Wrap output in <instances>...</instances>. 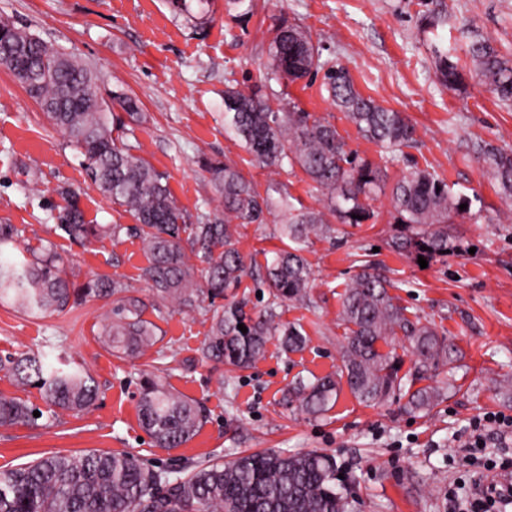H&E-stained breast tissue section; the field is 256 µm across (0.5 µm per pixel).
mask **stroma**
I'll return each instance as SVG.
<instances>
[{
	"mask_svg": "<svg viewBox=\"0 0 512 512\" xmlns=\"http://www.w3.org/2000/svg\"><path fill=\"white\" fill-rule=\"evenodd\" d=\"M255 2L253 14L242 17L227 0H210L202 25L174 16L165 0H0V18L92 64L102 90L120 88L139 100L143 117L127 123L121 136L165 173L177 205L191 215L205 201L222 211L205 165L228 159L259 190L277 186L296 206L321 209L322 195L301 169L249 163L239 140L224 130L225 83L245 90L259 82L274 25L283 18L299 25L321 43L324 56L348 66L364 96L406 113L416 141L392 156L362 138L332 105L321 76L282 84L281 92L335 124L349 147L386 167L390 179L419 166L468 196L470 212L455 217L449 229L458 252L424 268L394 252L395 212L389 197H380L372 219L342 225L337 239L315 238L308 245L305 256L314 270L308 300L288 301L278 310L280 322L305 330L303 351L285 352L274 337L250 368L201 363L211 321L199 309L151 305L152 290L142 277L148 253L139 238H105L82 248L55 231L49 214L61 205L57 188L65 183L80 188L88 222L130 225L134 219L87 178L81 156L0 64V224L15 225L31 246L50 245L68 255L80 279L114 278L147 300L145 316L161 329L160 348L179 353L160 372L161 383L206 412L204 426L186 445L155 446L140 425L138 400L141 374L151 370L156 353L119 359L100 347L95 333L103 301L45 315L0 303V358L39 350L85 368L99 387L87 412L0 426V469L88 450L129 452L173 471L237 453L315 450L333 456L350 481L354 512H448L449 496L471 498L475 483L499 481L501 461L512 458V447L494 436L474 462H466L461 449L473 420L487 412L512 415V402L497 394L500 383L512 381V206L470 151L477 140L512 149V107L474 81L460 91L440 86L428 45L439 38L462 50L477 36L512 55V0ZM275 222L271 215L266 223L238 229L248 264L241 291L254 312L266 302L255 281L282 246ZM369 260L396 283L409 315L430 320L462 351L458 388L430 414L413 417L391 401L363 405L344 387L323 417L307 418L284 397L297 378L335 372L345 335L341 295Z\"/></svg>",
	"mask_w": 512,
	"mask_h": 512,
	"instance_id": "1",
	"label": "stroma"
}]
</instances>
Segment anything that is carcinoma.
<instances>
[{
    "label": "carcinoma",
    "instance_id": "obj_1",
    "mask_svg": "<svg viewBox=\"0 0 512 512\" xmlns=\"http://www.w3.org/2000/svg\"><path fill=\"white\" fill-rule=\"evenodd\" d=\"M176 15L208 20L210 0H167ZM435 76L444 87L455 88L464 72L488 86L505 106H512V57L485 40L466 49L469 69L459 64L452 50L433 45ZM267 72L246 90L224 89V128L250 155V162L267 168L299 166L323 195L320 210L296 208L288 194L275 199L261 194L237 164L207 167L224 213L198 211L192 217L178 207L166 176L133 153L135 146L112 137L122 123L98 91V77L90 66L57 48L25 27L0 20V64L7 66L27 92L37 99L47 118L62 131L70 147L84 157L87 175L112 203L126 208L136 221L91 224L80 206V193L68 184L58 194L64 205L54 216L55 228L72 243L85 247L123 233L138 236L149 254L142 277L155 301L179 307H201L210 299L211 326L201 349V361L251 367L266 351L271 337H279L288 351H302L308 336L300 326L277 321L286 301L307 298L314 272L302 255L310 237L331 238L336 225L363 224L373 217L371 201L389 193L400 230L391 246L413 259L430 262L446 257L448 224L470 212L471 200L456 195L448 183L427 168H412L388 184L384 170L364 161L349 148L329 120L284 100L271 82H292L323 72L324 86L336 108L361 136L391 155L415 141V127L405 113L386 108L362 95L349 69L325 59L321 47L298 25H276L268 45ZM279 100L274 108L271 99ZM128 117L140 119L139 100L112 93ZM500 195L512 202V150L489 142L472 144ZM465 204L467 208L460 209ZM281 215L278 234L288 244L267 264L262 286L269 290L262 313L251 317L245 300L214 305L224 292L240 287L247 271L237 247L236 226L261 223L265 215ZM21 230L0 224V302L39 314L62 312L88 299L106 301L108 309L96 339L112 355L134 357L159 341V327L145 318L147 303L130 293L122 282L90 278L79 284L67 260L52 247L33 249L20 244ZM192 254L200 265L189 263ZM396 283L371 262L363 265L341 294L339 317L346 326L339 347L336 375L298 379L288 390V402L311 417L327 412L336 402L341 381L351 394L371 406L391 398L401 410L419 414L435 407L445 391L454 388L458 347L439 335L425 317L407 314ZM247 328L243 333L238 325ZM388 346L382 351L380 345ZM415 357L414 369L400 373L402 354ZM448 368L441 386L414 388L420 373ZM0 369L22 387L38 386L50 415L62 409L82 412L98 397L92 376L82 370L53 365L44 353H22L0 360ZM140 383L139 416L143 429L160 448H179L202 427L204 409L160 383L156 372ZM35 408L25 401L0 395V426L37 421ZM348 487L338 478L336 461L308 451L288 454L268 450L213 461L175 477L146 466L129 453L98 450L78 456H49L17 468L0 470V512H350Z\"/></svg>",
    "mask_w": 512,
    "mask_h": 512
}]
</instances>
